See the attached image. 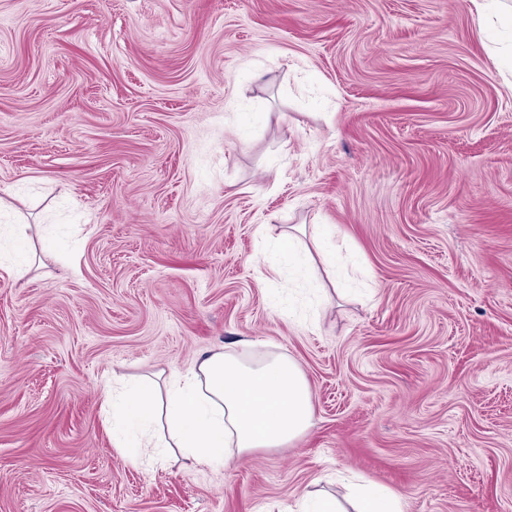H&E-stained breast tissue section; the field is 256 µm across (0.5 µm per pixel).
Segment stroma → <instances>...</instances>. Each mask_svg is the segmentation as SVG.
<instances>
[{
	"instance_id": "obj_1",
	"label": "stroma",
	"mask_w": 512,
	"mask_h": 512,
	"mask_svg": "<svg viewBox=\"0 0 512 512\" xmlns=\"http://www.w3.org/2000/svg\"><path fill=\"white\" fill-rule=\"evenodd\" d=\"M502 40L471 0H0V226L40 265L0 262V512H295L352 476L512 512ZM292 224L347 292L313 304ZM247 342L303 369L302 439L206 471L113 447V386Z\"/></svg>"
}]
</instances>
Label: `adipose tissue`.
Wrapping results in <instances>:
<instances>
[{"label":"adipose tissue","instance_id":"adipose-tissue-1","mask_svg":"<svg viewBox=\"0 0 512 512\" xmlns=\"http://www.w3.org/2000/svg\"><path fill=\"white\" fill-rule=\"evenodd\" d=\"M112 433L131 463L152 468L183 457L198 470L228 465L235 456L279 448L302 438L315 408L297 361L274 354L251 359L217 350L168 387L144 380L112 390ZM353 512H403L399 496L371 485L350 486Z\"/></svg>","mask_w":512,"mask_h":512}]
</instances>
